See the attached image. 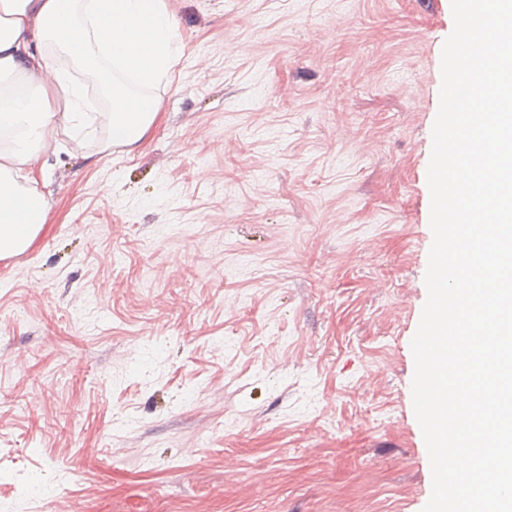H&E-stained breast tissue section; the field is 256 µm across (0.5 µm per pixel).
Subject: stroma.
<instances>
[{
    "label": "stroma",
    "mask_w": 512,
    "mask_h": 512,
    "mask_svg": "<svg viewBox=\"0 0 512 512\" xmlns=\"http://www.w3.org/2000/svg\"><path fill=\"white\" fill-rule=\"evenodd\" d=\"M167 3L158 120L0 261V512H422L451 0Z\"/></svg>",
    "instance_id": "obj_1"
}]
</instances>
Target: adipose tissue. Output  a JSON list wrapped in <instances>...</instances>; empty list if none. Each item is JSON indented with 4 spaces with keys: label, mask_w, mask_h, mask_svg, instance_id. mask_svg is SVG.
<instances>
[{
    "label": "adipose tissue",
    "mask_w": 512,
    "mask_h": 512,
    "mask_svg": "<svg viewBox=\"0 0 512 512\" xmlns=\"http://www.w3.org/2000/svg\"><path fill=\"white\" fill-rule=\"evenodd\" d=\"M179 51L166 0H0V260L25 252L47 220L49 201L35 184L59 136L71 155L86 154L92 121L69 64H93L112 87L101 150L131 151L156 122L158 105L127 92L115 74L152 87Z\"/></svg>",
    "instance_id": "obj_1"
}]
</instances>
